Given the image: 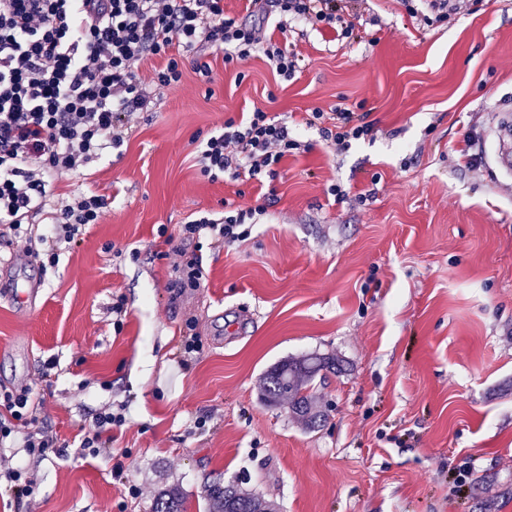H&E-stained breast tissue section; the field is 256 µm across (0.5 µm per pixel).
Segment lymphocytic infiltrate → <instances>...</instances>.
Returning a JSON list of instances; mask_svg holds the SVG:
<instances>
[{
  "label": "lymphocytic infiltrate",
  "mask_w": 512,
  "mask_h": 512,
  "mask_svg": "<svg viewBox=\"0 0 512 512\" xmlns=\"http://www.w3.org/2000/svg\"><path fill=\"white\" fill-rule=\"evenodd\" d=\"M249 2L248 19L239 20L225 15L224 0H0V223L16 246L26 247L25 222L48 204L49 173L87 166L129 138L124 118L144 101L133 61L161 59L156 79L163 87L180 80L188 55L208 48L223 50L228 63L263 54L289 77L297 58L262 34L271 15L332 27L348 0ZM332 119L322 134L337 151L374 131L364 115L347 108L337 109ZM296 147L287 124L257 108L202 139L195 157L214 180L227 174L273 178ZM106 205L91 195L57 209L51 231L40 239L42 267H56L62 248L97 223ZM254 216L251 209H232L220 219L202 214L181 225V242L172 248L175 287L197 288L205 279L198 258L182 242L204 238L224 247L247 237ZM31 395L27 387L0 391V410L9 415L0 420V446L15 436L29 454L44 457L57 439L30 416ZM126 420V406L102 408L81 440L83 455L95 457L109 448V432Z\"/></svg>",
  "instance_id": "obj_1"
}]
</instances>
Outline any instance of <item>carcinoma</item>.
Listing matches in <instances>:
<instances>
[{"label":"carcinoma","mask_w":512,"mask_h":512,"mask_svg":"<svg viewBox=\"0 0 512 512\" xmlns=\"http://www.w3.org/2000/svg\"><path fill=\"white\" fill-rule=\"evenodd\" d=\"M334 366L335 362L316 356L283 360L264 373L259 391L261 400L270 407L288 405L293 415L316 429L325 421V415L313 409L308 390L320 371ZM206 495L211 512H275L271 502L219 482L208 486ZM155 512H183L180 488L161 489Z\"/></svg>","instance_id":"1"}]
</instances>
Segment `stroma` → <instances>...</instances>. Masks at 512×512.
<instances>
[{
  "label": "stroma",
  "mask_w": 512,
  "mask_h": 512,
  "mask_svg": "<svg viewBox=\"0 0 512 512\" xmlns=\"http://www.w3.org/2000/svg\"><path fill=\"white\" fill-rule=\"evenodd\" d=\"M428 11L351 0L343 41L272 15L268 35L299 60L289 80L209 50L210 81L188 63L160 87V60L133 62L146 103L125 117L131 137L49 178L54 205L107 207L56 269L6 268L42 291L32 313L0 300V387H30L60 444L14 451L39 479L30 512H154L172 483L185 512H209L215 482L278 512H512V176L491 161L512 112V0L433 24ZM340 106L377 132L337 155L304 116ZM256 108L299 143L277 177L204 176L193 137ZM468 133L476 172L459 159ZM261 203L244 241L202 247L201 287L174 288L181 224ZM309 354L339 364L313 382L315 430L258 395L267 370ZM122 404L110 451L83 456V427Z\"/></svg>",
  "instance_id": "stroma-1"
}]
</instances>
